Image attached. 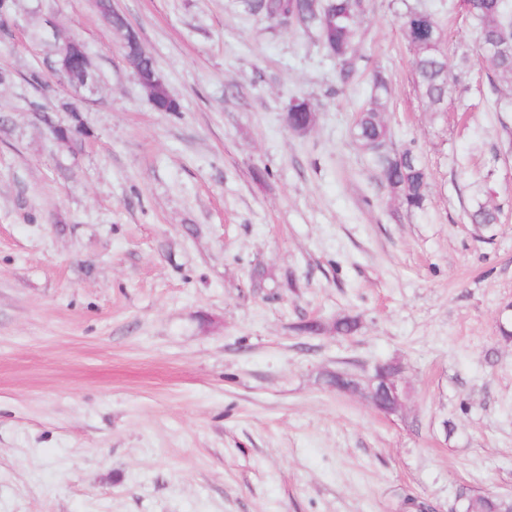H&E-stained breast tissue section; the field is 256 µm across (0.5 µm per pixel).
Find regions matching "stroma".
Instances as JSON below:
<instances>
[{"instance_id": "35a3bbf8", "label": "stroma", "mask_w": 512, "mask_h": 512, "mask_svg": "<svg viewBox=\"0 0 512 512\" xmlns=\"http://www.w3.org/2000/svg\"><path fill=\"white\" fill-rule=\"evenodd\" d=\"M7 2L0 512H455L463 487L512 495V108L461 0H366L344 86L318 41L238 0H112L174 112L94 0ZM408 5L434 13L461 70L439 112L399 28ZM59 38L84 45L90 87L52 75ZM376 65L394 145L428 173L420 211L351 135ZM294 98L318 108L304 135L283 119ZM480 189L501 209L484 231ZM347 316L357 332L336 335ZM312 319L322 334L300 332ZM383 361L400 413L325 382ZM137 77H138L140 84L143 86V88L149 94L151 101L157 111H160V112L177 111L178 103L171 95H168L164 101H157L155 98L152 97L153 86L156 85L157 83L162 82L159 75L157 76L154 72H145L143 74H139ZM500 208L493 195L487 191H480L472 201L469 219L472 224L489 226L498 224Z\"/></svg>"}]
</instances>
